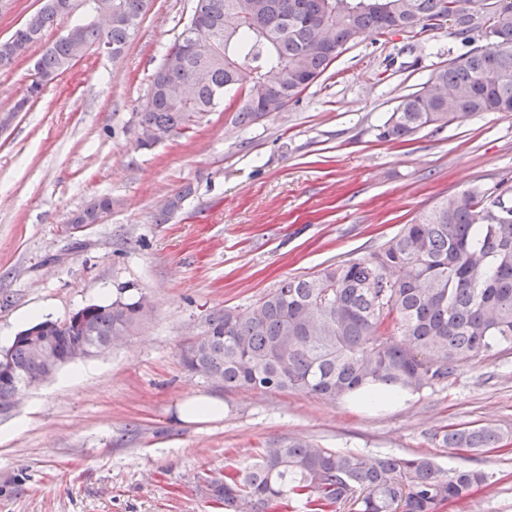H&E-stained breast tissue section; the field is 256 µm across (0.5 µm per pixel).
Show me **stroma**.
<instances>
[{
    "instance_id": "obj_1",
    "label": "stroma",
    "mask_w": 512,
    "mask_h": 512,
    "mask_svg": "<svg viewBox=\"0 0 512 512\" xmlns=\"http://www.w3.org/2000/svg\"><path fill=\"white\" fill-rule=\"evenodd\" d=\"M193 5L153 0L120 59L86 55L0 130V347L29 323L121 293L153 306L122 344L64 366L0 417V512H224L204 476L288 438L480 469L488 483L437 512H512V442L469 451L434 438L468 422L512 432V355L464 362L387 406L227 390L180 357L213 312L249 311L281 280L379 246L448 193L512 180V112L379 140L401 97L467 51L448 25L361 38L298 100L250 126L217 111L136 149L150 76ZM39 53L0 72V114L13 112ZM186 187L181 209L154 223ZM104 194L114 205L102 223L64 232L72 211ZM191 391L223 401V419H179Z\"/></svg>"
}]
</instances>
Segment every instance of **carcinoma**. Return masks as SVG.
Instances as JSON below:
<instances>
[{
	"label": "carcinoma",
	"mask_w": 512,
	"mask_h": 512,
	"mask_svg": "<svg viewBox=\"0 0 512 512\" xmlns=\"http://www.w3.org/2000/svg\"><path fill=\"white\" fill-rule=\"evenodd\" d=\"M80 0H43L38 11L0 40V71L10 70L35 46L34 78L12 113L26 110L45 86L65 73L83 50L125 51L151 0H96L108 16L90 15L54 39L48 32ZM194 0L191 16L169 50L179 63L153 73L151 105L137 112L136 148L179 137L229 96L232 120L249 125L299 99L352 44L367 35L436 28L443 12H464L455 22L469 40L490 38L438 69L422 88L402 97L379 129V139L403 142L428 127H444L480 112H512V0ZM202 31L201 49L185 38ZM277 79V92L254 94ZM190 194L176 193L154 215L165 224ZM112 197L90 200L69 224L100 223ZM148 296H117L85 306L78 322L53 331L63 353L126 336L151 312ZM512 352V186L470 188L443 197L391 239L316 273L282 280L252 310L212 313L204 331L182 348L191 372L226 389L301 392L336 399L362 389L419 393L448 380L463 362ZM16 375L0 377V415L6 397L45 374L44 362L13 345ZM445 448H495L509 433L492 424L446 426L436 433ZM488 475L475 469L442 470L429 455L400 457L332 451L295 439L266 444L243 466L204 477L206 494L224 512H267L297 497L308 512L352 503L355 512H437L461 500Z\"/></svg>",
	"instance_id": "1"
}]
</instances>
